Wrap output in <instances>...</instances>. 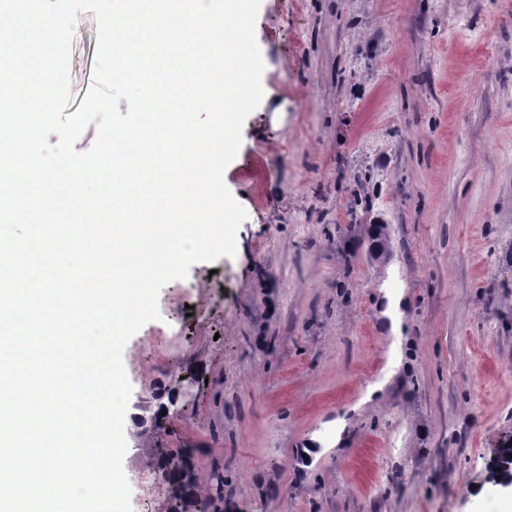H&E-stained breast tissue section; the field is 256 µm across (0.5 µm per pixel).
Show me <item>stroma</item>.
<instances>
[{"label":"stroma","instance_id":"stroma-1","mask_svg":"<svg viewBox=\"0 0 512 512\" xmlns=\"http://www.w3.org/2000/svg\"><path fill=\"white\" fill-rule=\"evenodd\" d=\"M97 32L77 15L68 112ZM255 37L264 95L223 173L236 253L164 285L123 352L132 512H171L156 452L185 448L183 512H498L512 0H261ZM161 408L165 427L137 425Z\"/></svg>","mask_w":512,"mask_h":512}]
</instances>
